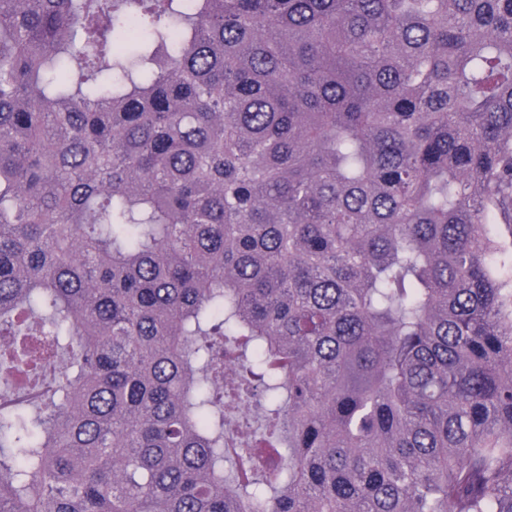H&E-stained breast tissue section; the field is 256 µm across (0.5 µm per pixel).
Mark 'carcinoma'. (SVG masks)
Segmentation results:
<instances>
[{
	"label": "carcinoma",
	"mask_w": 512,
	"mask_h": 512,
	"mask_svg": "<svg viewBox=\"0 0 512 512\" xmlns=\"http://www.w3.org/2000/svg\"><path fill=\"white\" fill-rule=\"evenodd\" d=\"M498 222L512 0H0V512H512Z\"/></svg>",
	"instance_id": "carcinoma-1"
}]
</instances>
